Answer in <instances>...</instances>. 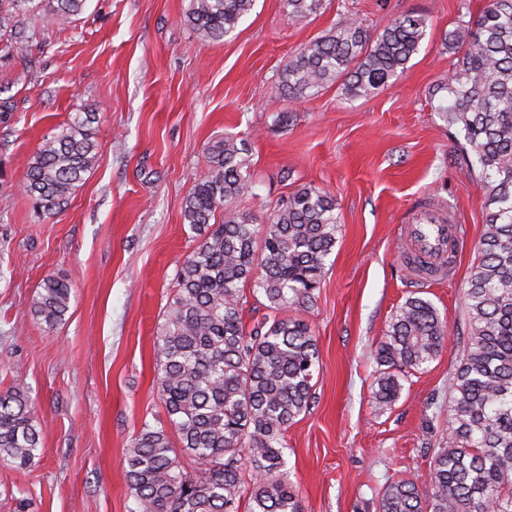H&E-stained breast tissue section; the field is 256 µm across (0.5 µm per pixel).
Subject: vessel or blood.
Wrapping results in <instances>:
<instances>
[{"mask_svg": "<svg viewBox=\"0 0 512 512\" xmlns=\"http://www.w3.org/2000/svg\"><path fill=\"white\" fill-rule=\"evenodd\" d=\"M404 258L408 271L422 280H442L455 273L462 228L446 209L424 206L402 225Z\"/></svg>", "mask_w": 512, "mask_h": 512, "instance_id": "b4317fda", "label": "vessel or blood"}]
</instances>
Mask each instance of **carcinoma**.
Masks as SVG:
<instances>
[{
	"instance_id": "cac0c4a2",
	"label": "carcinoma",
	"mask_w": 512,
	"mask_h": 512,
	"mask_svg": "<svg viewBox=\"0 0 512 512\" xmlns=\"http://www.w3.org/2000/svg\"><path fill=\"white\" fill-rule=\"evenodd\" d=\"M85 2L0 0L4 53L28 51L20 16L38 10L66 26ZM254 2L189 0L184 21L202 40L220 42ZM325 2L283 0V7L290 21L303 22ZM425 28L423 18L402 14L372 36L347 15L333 34L284 64L273 91L299 100L339 82L351 97L369 96L405 70ZM448 42L461 55L436 88L447 93L436 111L448 126L461 127L477 157L487 213L463 291L469 333L448 383V429L433 450L427 488L412 479L389 481L379 512H512V0H488L475 18L460 20ZM95 123L96 113H75L31 157L23 188L38 214L60 211L92 169ZM204 154L207 167L183 205L197 244L176 270L156 330V387L168 426L143 423L127 449L131 512H240L243 503L246 512H302L284 477L285 433L312 399L319 353L304 313L336 245V199L303 186L259 228L232 207L252 191L248 143L228 135L208 143ZM247 285L266 309L249 329ZM70 301L69 282L49 275L30 311L52 328ZM447 339L434 305L407 298L375 350V405L392 406L402 381L435 360ZM44 452L26 391H0V463L28 468ZM182 456L197 462L198 475L184 471Z\"/></svg>"
}]
</instances>
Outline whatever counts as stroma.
Masks as SVG:
<instances>
[{"instance_id": "stroma-1", "label": "stroma", "mask_w": 512, "mask_h": 512, "mask_svg": "<svg viewBox=\"0 0 512 512\" xmlns=\"http://www.w3.org/2000/svg\"><path fill=\"white\" fill-rule=\"evenodd\" d=\"M189 0H88L61 28L31 14L26 54L0 58V391L30 397L45 453L0 464V512H130L124 458L143 422L162 421L156 329L196 235L182 205L206 167L204 147L233 134L252 153V192L236 210L265 224L279 198L312 186L336 198V246L308 317L320 360L313 403L286 433L288 479L303 512H377L391 478L426 481L448 426V380L468 332L463 290L483 233L486 195L464 133L431 91L457 51L445 37L484 0H326L289 21L282 0H255L218 43L183 22ZM426 18V35L388 89L332 85L301 101L272 93L290 56L355 15L369 32ZM98 114L93 169L58 213L37 217L22 189L28 162L75 113ZM467 225L454 278L414 279L400 227L424 204ZM49 275L72 287L64 320L31 313ZM430 301L449 341L410 375L386 411L371 402L372 352L407 297Z\"/></svg>"}]
</instances>
